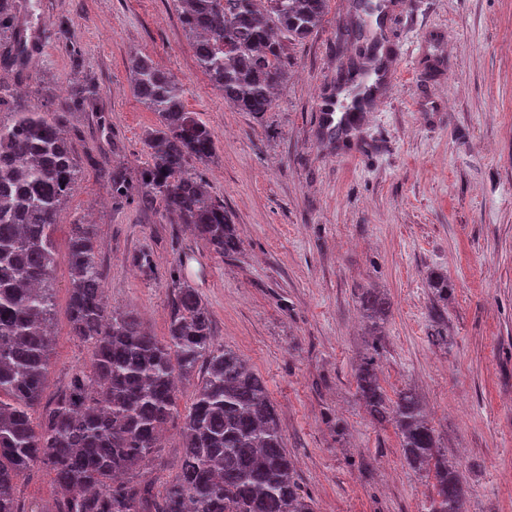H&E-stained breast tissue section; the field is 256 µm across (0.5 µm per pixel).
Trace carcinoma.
Masks as SVG:
<instances>
[{
  "instance_id": "cac0c4a2",
  "label": "carcinoma",
  "mask_w": 512,
  "mask_h": 512,
  "mask_svg": "<svg viewBox=\"0 0 512 512\" xmlns=\"http://www.w3.org/2000/svg\"><path fill=\"white\" fill-rule=\"evenodd\" d=\"M199 67L236 110L260 119L288 78V44L321 26L329 0H177ZM0 36L12 49L5 67L28 68L26 26L16 0H0ZM133 91L159 118L148 139L151 162L132 176L123 166L101 176L112 199L159 201L216 254L240 248L224 203L205 197L187 174L190 159L216 152L211 129L186 110L183 90L143 54L131 59ZM85 83L39 111L0 95L11 123H0V512H27L18 487L34 463L54 474L61 497L51 512H316L298 492L267 386L235 350L216 346L211 315L198 291L182 283L171 300L168 335L159 339L131 311L110 307L93 226L72 224L73 337L90 346L50 404L43 403L53 312L50 279L56 229L75 191L79 169L68 137L69 116L94 106ZM355 128L319 120L321 138L341 147ZM363 314L381 328L390 303L367 291ZM380 337L354 368L368 414L396 429L402 457L417 473H434L427 512H465L467 484L439 453L438 436L417 393L389 396L378 377ZM199 375L180 430V472L163 492L139 476L163 427L179 416L176 380Z\"/></svg>"
}]
</instances>
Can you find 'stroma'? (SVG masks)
I'll list each match as a JSON object with an SVG mask.
<instances>
[{
  "label": "stroma",
  "instance_id": "1",
  "mask_svg": "<svg viewBox=\"0 0 512 512\" xmlns=\"http://www.w3.org/2000/svg\"><path fill=\"white\" fill-rule=\"evenodd\" d=\"M37 65L9 95L46 110L73 82L94 84L92 111L71 118L80 181L60 214L45 398L88 365L71 334L69 224L96 226L113 309L168 332L176 282L196 288L214 343L267 384L301 495L316 512H425L434 479L404 465L392 425L369 416L353 370L371 336L369 289L391 303L380 378L415 388L469 487L466 512H512V0H385L370 32L407 48L343 149L317 137L320 100L336 98L335 51L353 0H330L318 32L288 47V79L262 120L237 111L199 68L176 0H29ZM68 23L70 42L44 33ZM148 55L184 90L218 149L190 161L223 201L241 240L225 258L162 207L115 203L98 164L137 173L158 116L134 95L132 55ZM150 256V270L134 263ZM448 275L436 301L430 278ZM444 344L430 339L435 327ZM181 419L144 478H175Z\"/></svg>",
  "mask_w": 512,
  "mask_h": 512
}]
</instances>
